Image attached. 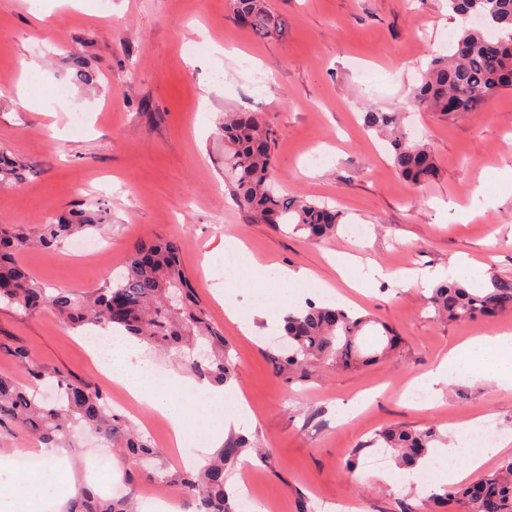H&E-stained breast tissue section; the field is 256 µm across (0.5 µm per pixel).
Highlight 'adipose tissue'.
<instances>
[{
  "mask_svg": "<svg viewBox=\"0 0 512 512\" xmlns=\"http://www.w3.org/2000/svg\"><path fill=\"white\" fill-rule=\"evenodd\" d=\"M97 366L100 372L121 385L135 403L166 418L171 424L177 446L202 437L208 447H221L228 427L240 426L249 419L243 398L227 396L224 387L212 385L205 379L173 372L165 384H156L152 368L140 361L133 341L121 337L113 340L108 355L98 360ZM472 370L487 371L498 387L512 390V334L505 332L494 337L469 338L459 342L449 350L434 372L416 380L414 386L432 396L438 385ZM199 397L215 408L223 421L222 426H215L212 420H202L193 414L191 406ZM510 446L512 438L507 436L490 447L476 451L461 444L438 448L432 457L423 460L422 465L430 468L436 460H446V467L439 470V481L458 483ZM29 454L39 459L43 470L55 476V485L66 488L74 485L76 476L67 461L66 449L42 445L30 449ZM52 486L33 480L15 464L0 467V502L8 500L21 503L27 512H35L50 497L55 499L57 505H64L63 496H52Z\"/></svg>",
  "mask_w": 512,
  "mask_h": 512,
  "instance_id": "ef3b65f1",
  "label": "adipose tissue"
}]
</instances>
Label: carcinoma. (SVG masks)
Returning <instances> with one entry per match:
<instances>
[{
    "label": "carcinoma",
    "mask_w": 512,
    "mask_h": 512,
    "mask_svg": "<svg viewBox=\"0 0 512 512\" xmlns=\"http://www.w3.org/2000/svg\"><path fill=\"white\" fill-rule=\"evenodd\" d=\"M237 20L255 35L273 33L279 20L267 0H232ZM448 9L466 20L475 17L480 27L464 26L448 43V54L435 57L421 75L412 95L413 106L422 112L450 114L479 112L485 101L502 90H512V0H448ZM74 78L85 86L98 82V73L79 55L69 57ZM367 127L390 144L393 166L413 184L438 175L430 147L416 141L397 112L364 114ZM224 166L236 187L238 206L251 218L278 227L290 224L308 241H321L336 234L341 213L326 205L291 196L273 188L275 154L273 132L257 112H236L222 124ZM23 166L0 152V187L22 180ZM105 219L100 209L71 208L52 217L36 233L19 224L0 223V303L25 313L46 306L54 309L67 327L99 326L124 331L139 342L167 353L190 356L196 375L215 384H227L238 376L237 364L224 345V331L208 317L190 287L180 260L179 242L173 239L142 240L128 252L124 269L104 286L80 296L68 288L47 291L18 261L24 252L51 249L65 240L97 228ZM428 303L449 322L471 321L512 311V279L492 276L478 288L451 277L431 289ZM376 323L369 315L337 306L308 302L306 307L284 317L283 338L287 348L269 353L278 373L303 377L314 365L354 366L368 364L396 350L399 336L386 328L374 341H383L381 351L367 352L359 339L365 328ZM0 353L18 363L33 382L53 380L55 399L45 401L37 391H27L0 377V424L16 423L49 447L64 445L72 429H93L107 445L121 443L120 451L133 459H155L158 449L130 430L126 419L112 413L106 394L90 381L60 370L48 371L33 361L27 350L4 342ZM444 441L437 427L423 429L387 427L368 445L389 448L399 465L415 469L430 450ZM250 448L248 440L230 439L215 457L193 474L172 471L164 465L155 478L185 489L196 512H236L226 491L227 462ZM444 508L456 504L461 512H512V456L484 478L459 488H441L429 495ZM70 512H133L129 497H103L85 489Z\"/></svg>",
    "instance_id": "obj_1"
}]
</instances>
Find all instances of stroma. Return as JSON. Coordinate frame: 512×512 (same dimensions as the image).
Segmentation results:
<instances>
[{
    "label": "stroma",
    "instance_id": "35a3bbf8",
    "mask_svg": "<svg viewBox=\"0 0 512 512\" xmlns=\"http://www.w3.org/2000/svg\"><path fill=\"white\" fill-rule=\"evenodd\" d=\"M282 17L281 33L256 36L233 18L230 0H79L44 12L33 0H0V149L25 164L22 181L0 189V222L38 230L47 218L85 203L109 220L89 231L97 252L76 256L71 242L21 256L49 288L89 294L121 272L139 239H176L181 263L211 320L224 331L240 365L228 390L242 396L251 417L240 435L269 449L250 471L233 465L230 493L250 485L272 512H319L322 499H349L354 512H401L405 502L431 512L434 470L405 484L385 480L397 463L368 447L394 424H436L445 436L483 418L494 434L512 433V391L482 373L442 388L434 405L408 396L411 382L434 371L455 343L512 332V312L491 319L441 322L427 289L403 281L406 272H449L472 261L482 280L512 278V191L500 173L512 167V90L490 98L481 112L446 118L410 106L421 70L448 49L461 27L446 0H268ZM98 72L96 88L75 82L70 55ZM36 62L37 72L23 75ZM381 77L365 85L366 75ZM27 78L30 101L17 96ZM65 86L67 98L55 90ZM85 111L72 126V104ZM262 113L277 132L274 178L289 194L336 208L343 215L333 239L310 242L291 226L254 223L234 199L224 174V113ZM405 113L416 140L428 144L438 176L412 185L394 169L388 145L363 122L364 112ZM325 156L311 165L312 152ZM484 185L494 206L474 208L471 190ZM471 209L460 221L456 207ZM365 234L352 239L348 227ZM247 248L232 284L211 273L225 238ZM342 252L361 265L340 277L330 260ZM305 268L315 282L289 286L271 279L255 292L250 263ZM383 276L371 275L370 264ZM361 282L362 291L347 285ZM329 283L403 343L385 360L356 367L316 368L301 380L275 374L268 357L280 323L246 336L229 320L215 291L223 287L249 314L253 305L279 309L298 294ZM98 328L65 327L52 310L26 315L0 306V340L27 349L48 370L101 384L86 341ZM112 410L126 416L170 469L207 460L205 448L175 447L168 423L106 388ZM106 447L91 429L75 427L67 448L77 478ZM357 468H349L350 458Z\"/></svg>",
    "mask_w": 512,
    "mask_h": 512
}]
</instances>
